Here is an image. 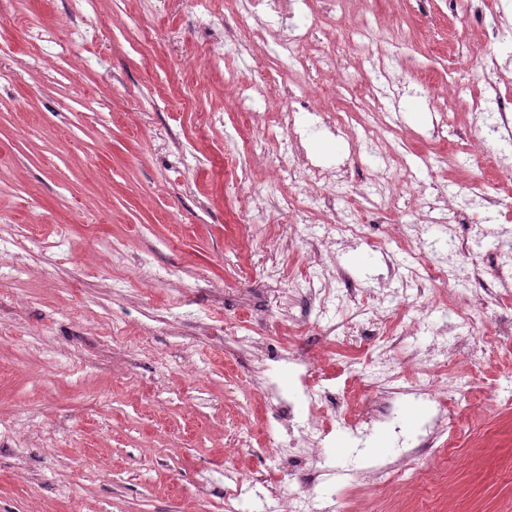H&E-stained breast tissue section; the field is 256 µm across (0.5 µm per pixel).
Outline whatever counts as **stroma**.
<instances>
[{"label":"stroma","instance_id":"35a3bbf8","mask_svg":"<svg viewBox=\"0 0 512 512\" xmlns=\"http://www.w3.org/2000/svg\"><path fill=\"white\" fill-rule=\"evenodd\" d=\"M0 17V512H224L226 492L245 512H265L272 488L292 479L271 400L255 397L243 358L255 338L281 351L268 376L292 390L288 357H322L332 470L319 489L337 512H388L354 471L399 460V435L440 410L452 422L415 459L424 470L405 512H512V339L500 338L465 393L451 400L397 392L392 419L360 436L365 351L381 353L408 323L417 333L390 349L409 376L408 352L429 345L442 317L437 285L421 277L401 294L392 266L410 273L391 225L417 226L427 259L448 255V199H471L468 225L512 226V177L466 120L487 88L466 50L475 30L451 0H371L366 19L399 93L370 88L376 61L361 47L339 60L317 45L284 59L272 40L209 62L225 26L250 27L235 0H7ZM68 47L69 64L57 53ZM322 84L317 111L294 114L298 147L319 165L345 167L334 209L289 195L290 180L249 163L256 144L280 153L282 82ZM258 89L256 110L235 95ZM373 114L393 134L373 150L334 133L322 113ZM410 175L398 212L384 207L380 176ZM489 186L494 206L476 201ZM349 215L363 239L334 246L360 287L354 304L306 308L312 270L304 233ZM384 297V331L369 302ZM302 312L306 323L289 321ZM494 388L496 401L485 399ZM243 439L233 460L227 443Z\"/></svg>","mask_w":512,"mask_h":512}]
</instances>
